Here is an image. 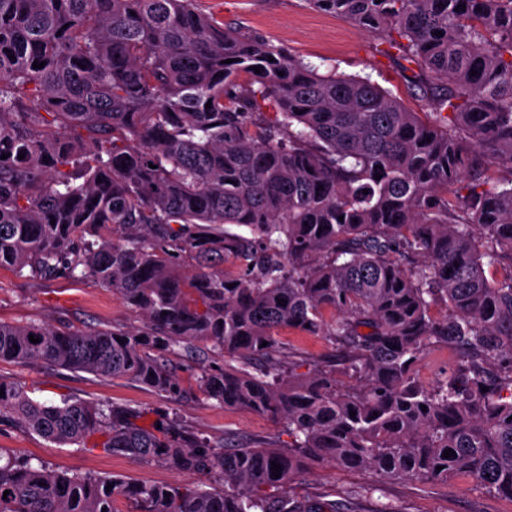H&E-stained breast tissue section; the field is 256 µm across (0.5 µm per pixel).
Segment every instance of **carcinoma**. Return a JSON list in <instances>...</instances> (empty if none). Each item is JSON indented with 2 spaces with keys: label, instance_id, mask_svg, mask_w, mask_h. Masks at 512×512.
<instances>
[{
  "label": "carcinoma",
  "instance_id": "carcinoma-1",
  "mask_svg": "<svg viewBox=\"0 0 512 512\" xmlns=\"http://www.w3.org/2000/svg\"><path fill=\"white\" fill-rule=\"evenodd\" d=\"M307 2L446 80L420 83L426 118L193 0H0V267L91 280L144 319L0 321V362L177 398L172 359L202 345L222 364L200 370L201 394L290 438L226 447L175 417L47 402L0 378L2 423L215 482L135 483L7 453L0 512H336L288 493L309 459L394 480L467 473L512 498V177L485 176L512 164V0ZM228 259L238 274L218 269ZM285 327L324 337L334 359L297 372ZM438 345L456 366L426 388L414 368Z\"/></svg>",
  "mask_w": 512,
  "mask_h": 512
}]
</instances>
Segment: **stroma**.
Masks as SVG:
<instances>
[{
	"instance_id": "obj_1",
	"label": "stroma",
	"mask_w": 512,
	"mask_h": 512,
	"mask_svg": "<svg viewBox=\"0 0 512 512\" xmlns=\"http://www.w3.org/2000/svg\"><path fill=\"white\" fill-rule=\"evenodd\" d=\"M196 6L224 27L251 32L285 47L292 55L317 66L320 73L367 77L408 110L430 109L414 86L413 71L403 69L387 54L380 36L336 14L317 10L307 0H196ZM0 320L46 322L77 329L137 327L142 323L117 295L92 281L77 282L67 276L24 278L8 268H0ZM175 366L184 390L179 401L139 383L49 369L38 362H0V378L24 383L34 389L36 397L50 402L71 397L131 404L140 407L149 421L165 410L178 413L189 426L214 440L234 436L252 443L274 441L287 446L289 437L281 423L243 409L228 410L204 399L198 390L200 368L195 359H177ZM0 449L63 470L121 475L148 484H195L200 480L199 475L178 473L155 463L98 450L60 447L5 423L0 425ZM292 491L301 498L337 505L340 512H377L382 504L391 506L394 512H512V500L482 489L465 475L433 482L386 480L360 470L334 468L319 460L308 462Z\"/></svg>"
}]
</instances>
